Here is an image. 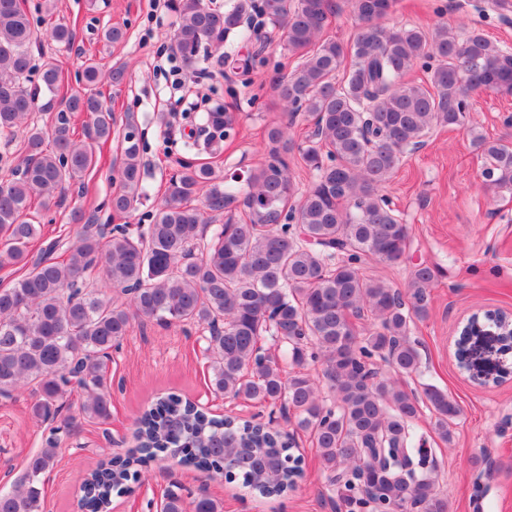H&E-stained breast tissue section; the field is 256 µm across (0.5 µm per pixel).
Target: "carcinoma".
I'll return each mask as SVG.
<instances>
[{"instance_id": "1", "label": "carcinoma", "mask_w": 512, "mask_h": 512, "mask_svg": "<svg viewBox=\"0 0 512 512\" xmlns=\"http://www.w3.org/2000/svg\"><path fill=\"white\" fill-rule=\"evenodd\" d=\"M395 0H347L357 23L351 44L324 35L333 0H235L227 10L204 0H174V45L188 68L201 48H220L232 34L247 41L245 22L259 11L298 56L273 90L289 120L314 122L296 145L288 124L265 134V159L246 175L220 179L207 165L186 166L169 180L150 223L110 229L85 212L59 260L49 247L35 256L43 227L28 214L35 197L48 206L66 186L97 168L94 145L112 139V112L90 92L70 96L52 131L27 124L37 90L30 48L34 26L18 0H0V135L24 133L28 155L18 177L0 185V269L20 274L0 288V394L30 392L29 412L55 421L71 407L106 424L112 418V350L138 319L206 328L204 355L216 395L281 404L308 434L345 512H448L435 465L413 460L411 423L420 406L432 431L451 443L458 404L433 385L422 394L397 386L377 361L410 375L421 363L411 325L432 308L434 270L418 264L404 289L369 278L366 260L406 258L409 227L381 194L406 154L435 125L459 128L483 163L482 176L512 193V136L489 140L470 124L477 91L512 96V51L472 29L460 39L447 26L386 27ZM428 78L405 80L417 62ZM42 85L58 87L51 62ZM67 112L88 119L75 139ZM298 152L316 178L298 194L288 155ZM118 215L143 196L140 142L126 125L115 161ZM202 196L201 207L191 201ZM223 216L222 224L209 225ZM372 320L357 326L352 318ZM281 349L265 352V340ZM322 367V377L304 372ZM138 444L101 463L86 478L79 508L111 512L112 493L140 478L160 455L198 470L242 479L262 497L286 494L297 477L294 435L268 424L211 416L176 395L159 398L137 419ZM53 436L27 458L24 476L0 489V512H41L44 476L56 461ZM219 512L207 495L189 505L175 494L162 512Z\"/></svg>"}]
</instances>
